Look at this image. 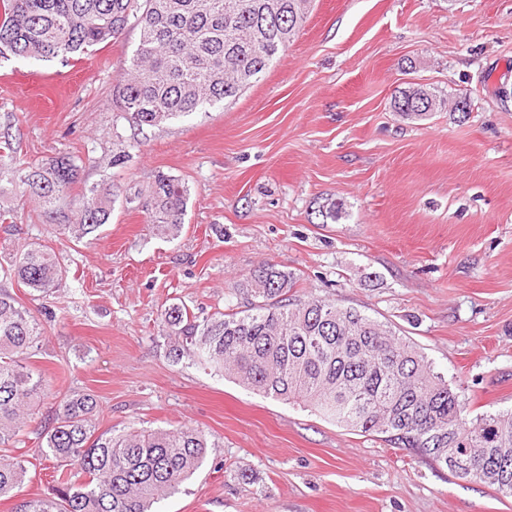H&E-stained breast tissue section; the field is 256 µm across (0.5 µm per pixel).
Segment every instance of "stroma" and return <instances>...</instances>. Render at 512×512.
<instances>
[{
    "label": "stroma",
    "mask_w": 512,
    "mask_h": 512,
    "mask_svg": "<svg viewBox=\"0 0 512 512\" xmlns=\"http://www.w3.org/2000/svg\"><path fill=\"white\" fill-rule=\"evenodd\" d=\"M138 28L80 60L0 58V133L10 164L67 155L78 182L55 209L0 190V288L40 321L29 363L55 391L93 394L100 430L188 425L214 448L156 512H512V498L318 413L173 361L170 306L242 310L265 264L294 292L392 325L428 357L469 419L512 411V0H313L264 76L235 100L159 127L124 119L115 94ZM469 100L468 112L401 119L408 85ZM122 164H114L117 153ZM190 189L180 237L116 202L109 224L60 235L86 186ZM343 205L339 220L321 210ZM53 250L66 276L46 297L9 275L17 246ZM36 406L18 448L23 494L53 491Z\"/></svg>",
    "instance_id": "1"
}]
</instances>
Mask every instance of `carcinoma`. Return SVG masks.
<instances>
[{
    "label": "carcinoma",
    "mask_w": 512,
    "mask_h": 512,
    "mask_svg": "<svg viewBox=\"0 0 512 512\" xmlns=\"http://www.w3.org/2000/svg\"><path fill=\"white\" fill-rule=\"evenodd\" d=\"M311 0H0V58L69 62L140 30L137 49L117 89V103L138 126H161L234 100L286 50ZM448 98L426 88H403L393 109L421 121ZM10 175L49 207L78 178L67 156L27 169L0 160ZM189 189L165 174L149 193L128 194L109 183L87 189L76 239L112 218L119 199L152 218L154 235L182 232ZM12 274L31 290L60 287L55 253L23 245ZM293 273L262 266L245 284L248 309L200 318L174 305L162 315L169 354L210 366L238 384L302 405L325 419L376 435L431 459L461 480H478L512 497V413L474 422L434 371L427 356L388 324L352 307L313 297L295 299ZM42 337L40 323L0 289V498L25 482V461L13 454L37 400L52 383L28 364ZM97 399L70 392L57 401L52 426L37 433L42 456L58 463L54 496L23 498L15 512H151L200 468L215 447L200 429L99 431ZM85 476L75 484L74 473Z\"/></svg>",
    "instance_id": "cac0c4a2"
}]
</instances>
